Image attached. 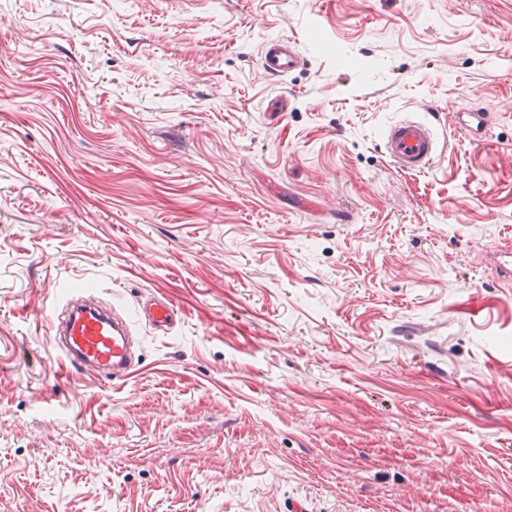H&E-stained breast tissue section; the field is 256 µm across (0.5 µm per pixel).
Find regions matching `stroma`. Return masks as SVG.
Masks as SVG:
<instances>
[{
    "instance_id": "obj_1",
    "label": "stroma",
    "mask_w": 512,
    "mask_h": 512,
    "mask_svg": "<svg viewBox=\"0 0 512 512\" xmlns=\"http://www.w3.org/2000/svg\"><path fill=\"white\" fill-rule=\"evenodd\" d=\"M406 116L446 141L410 174ZM492 250L512 0H0V512H512ZM77 289L181 318L126 381L69 375ZM303 56L288 38L268 40L261 54V67L269 75L283 77L302 68ZM382 147L398 170L421 171L434 160L439 141L429 121L406 117L387 128Z\"/></svg>"
}]
</instances>
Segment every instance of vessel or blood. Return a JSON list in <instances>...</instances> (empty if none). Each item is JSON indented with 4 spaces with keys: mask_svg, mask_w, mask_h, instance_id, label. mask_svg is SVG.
<instances>
[{
    "mask_svg": "<svg viewBox=\"0 0 512 512\" xmlns=\"http://www.w3.org/2000/svg\"><path fill=\"white\" fill-rule=\"evenodd\" d=\"M304 59L293 41L268 40L261 54V67L269 75L283 77L302 68ZM386 156L401 171L427 168L439 150L432 124L406 117L390 125L382 139ZM139 320L155 334H168L179 318L178 308L168 299L150 297L136 307ZM50 341L59 351L68 372L95 373L110 381H123L133 373L138 359L132 336L133 320L118 307L92 296L70 297L62 308L52 310Z\"/></svg>",
    "mask_w": 512,
    "mask_h": 512,
    "instance_id": "1",
    "label": "vessel or blood"
}]
</instances>
